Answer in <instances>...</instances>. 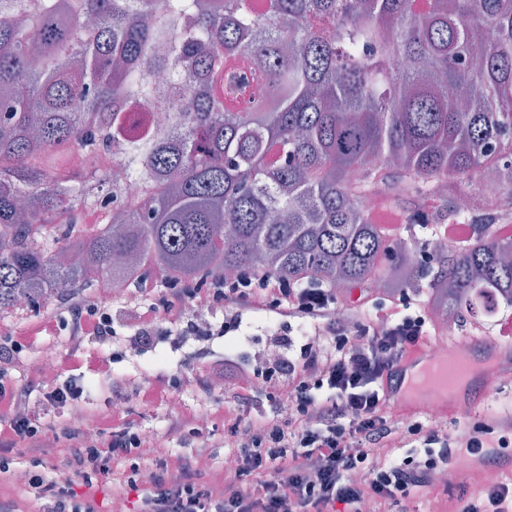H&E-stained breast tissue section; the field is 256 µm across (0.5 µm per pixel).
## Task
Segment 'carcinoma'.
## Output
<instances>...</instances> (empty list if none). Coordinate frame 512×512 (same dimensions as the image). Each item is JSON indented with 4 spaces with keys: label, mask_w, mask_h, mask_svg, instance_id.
<instances>
[{
    "label": "carcinoma",
    "mask_w": 512,
    "mask_h": 512,
    "mask_svg": "<svg viewBox=\"0 0 512 512\" xmlns=\"http://www.w3.org/2000/svg\"><path fill=\"white\" fill-rule=\"evenodd\" d=\"M156 105L166 129L133 122ZM511 135L512 0H0V313L151 264L180 284L426 277L442 315L492 317L512 238L457 199L475 175L512 217ZM72 147L112 150L139 191L109 206L88 187L107 180L59 176ZM379 188L477 235L423 273L371 222Z\"/></svg>",
    "instance_id": "obj_1"
}]
</instances>
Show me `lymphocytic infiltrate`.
Instances as JSON below:
<instances>
[{
    "mask_svg": "<svg viewBox=\"0 0 512 512\" xmlns=\"http://www.w3.org/2000/svg\"><path fill=\"white\" fill-rule=\"evenodd\" d=\"M245 306L310 323L318 330V344L301 347L299 358L274 360L263 376L274 382L267 400L272 407L287 405L288 416L247 419L240 411L255 391L256 374L227 357L189 374L159 375L138 383L141 402L150 405L170 399L180 388L209 392L210 378L220 372L237 392V408L213 400L209 416L224 422L234 445L227 452L223 484L205 480V462L213 446L196 414L186 412L176 426L188 429L198 441L193 455L148 459L144 472L129 476L126 485L136 492L137 512H362L374 504L390 512L411 493L430 488L438 470L454 458L487 467L512 464L503 449L512 434V418L488 422H459L455 433L427 427L412 418L394 423L389 395L399 365L420 347L426 320L423 315L383 305L372 316L350 311L336 315L335 289L295 288L256 271L234 282L215 281L210 288H173L161 304L138 307L134 313L138 338L154 334L159 318L182 321L191 302ZM69 357L77 368L93 369L84 341L112 336V315L93 297H74L68 309ZM84 389L76 379L51 386L38 374L24 382L8 380L0 372V446L62 455L69 473L61 480L27 470L22 496L0 499V512H35L49 504V512H99L95 499L77 494L74 483L92 486L112 474L111 462L120 456L146 457L160 447V436L144 438L122 404L111 415L96 419L93 431L72 419L47 422L31 414L33 396L78 408ZM423 450L417 462L396 463L393 456L404 441Z\"/></svg>",
    "mask_w": 512,
    "mask_h": 512,
    "instance_id": "lymphocytic-infiltrate-1",
    "label": "lymphocytic infiltrate"
}]
</instances>
